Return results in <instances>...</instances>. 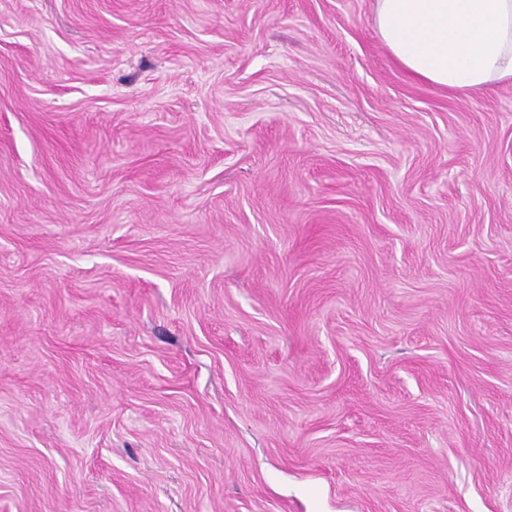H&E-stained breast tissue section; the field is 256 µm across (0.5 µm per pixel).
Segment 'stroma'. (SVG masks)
<instances>
[{"instance_id":"obj_1","label":"stroma","mask_w":512,"mask_h":512,"mask_svg":"<svg viewBox=\"0 0 512 512\" xmlns=\"http://www.w3.org/2000/svg\"><path fill=\"white\" fill-rule=\"evenodd\" d=\"M373 0H0V512H512V87Z\"/></svg>"}]
</instances>
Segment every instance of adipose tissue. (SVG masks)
I'll list each match as a JSON object with an SVG mask.
<instances>
[{
    "label": "adipose tissue",
    "instance_id": "obj_1",
    "mask_svg": "<svg viewBox=\"0 0 512 512\" xmlns=\"http://www.w3.org/2000/svg\"><path fill=\"white\" fill-rule=\"evenodd\" d=\"M374 26L413 80L460 94L512 85V0H374Z\"/></svg>",
    "mask_w": 512,
    "mask_h": 512
}]
</instances>
